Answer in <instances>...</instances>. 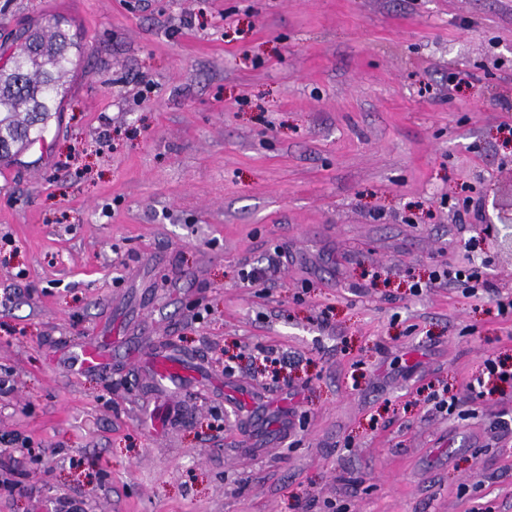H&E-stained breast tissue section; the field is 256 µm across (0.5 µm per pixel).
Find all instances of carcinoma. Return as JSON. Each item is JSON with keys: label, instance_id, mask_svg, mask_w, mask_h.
Listing matches in <instances>:
<instances>
[{"label": "carcinoma", "instance_id": "obj_1", "mask_svg": "<svg viewBox=\"0 0 512 512\" xmlns=\"http://www.w3.org/2000/svg\"><path fill=\"white\" fill-rule=\"evenodd\" d=\"M74 42L60 20L36 25L21 36L0 65V113L9 120L0 162H11L30 144L44 138L57 117L70 77Z\"/></svg>", "mask_w": 512, "mask_h": 512}]
</instances>
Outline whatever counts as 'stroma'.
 Segmentation results:
<instances>
[{"label": "stroma", "mask_w": 512, "mask_h": 512, "mask_svg": "<svg viewBox=\"0 0 512 512\" xmlns=\"http://www.w3.org/2000/svg\"><path fill=\"white\" fill-rule=\"evenodd\" d=\"M57 18L68 94L0 165V512H512V386L465 399L512 364V0H0V61ZM151 343L203 366L159 437ZM485 226V235L495 243L512 252V204L508 210L500 208L496 221L489 218ZM442 277L444 279L448 278V281L455 280L472 296L477 295V288H483L485 292L489 291L487 280L482 279L481 273L476 268L470 270H443L441 273L438 272L435 278ZM73 359L74 361L69 360L67 363L69 369L80 372L103 371L109 361L107 352L98 341V336L76 348ZM485 375L487 380L490 379L507 383L512 382V368H507L505 365L494 361L493 359H487L484 363V370L482 375L476 377L467 384V390L470 392V397L473 398H484L486 392L485 388Z\"/></svg>", "instance_id": "35a3bbf8"}]
</instances>
